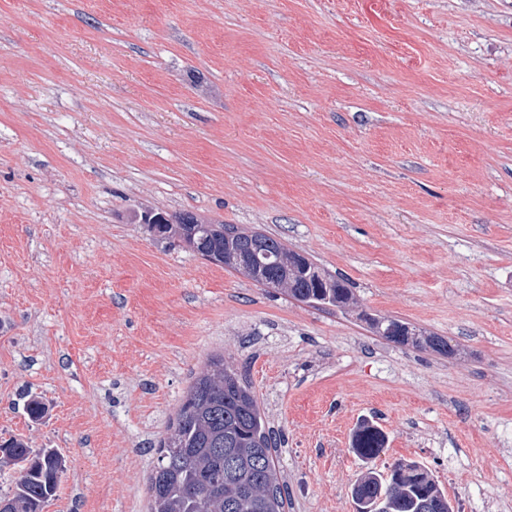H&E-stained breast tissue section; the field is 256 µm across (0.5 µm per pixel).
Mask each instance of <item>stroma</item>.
<instances>
[{
  "instance_id": "obj_1",
  "label": "stroma",
  "mask_w": 512,
  "mask_h": 512,
  "mask_svg": "<svg viewBox=\"0 0 512 512\" xmlns=\"http://www.w3.org/2000/svg\"><path fill=\"white\" fill-rule=\"evenodd\" d=\"M146 209L278 238L354 301L153 240ZM214 356L281 436L286 512H355L400 460L512 512V0H0V438L63 455L43 512H149ZM368 320L374 332L377 333L382 338L386 339L387 341L400 344L408 343L409 341H411V343L416 345L424 343L430 348H432L434 351L445 356H448L453 352L452 347L444 338L440 336H422V334H418V336H415V333H412L409 327L399 320L385 318L378 319L373 317H369ZM400 328L409 329L411 336H406V338L401 340L399 339L397 334L390 332L391 330L397 331ZM386 444L385 433L372 422H364L355 433L353 450L366 461L376 458Z\"/></svg>"
}]
</instances>
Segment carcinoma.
I'll return each instance as SVG.
<instances>
[{"mask_svg": "<svg viewBox=\"0 0 512 512\" xmlns=\"http://www.w3.org/2000/svg\"><path fill=\"white\" fill-rule=\"evenodd\" d=\"M140 224H191L209 250L224 252L225 225L207 223L193 214L150 210L135 216ZM265 254L246 276L255 283L284 289L292 298L316 305L345 307L352 300L349 284L305 261L301 276L289 264L296 252L264 233ZM382 338L394 343L426 344L448 356L452 347L440 336L411 335L399 339L395 331L407 328L396 319L369 318ZM280 443L268 426L255 395L237 372L215 359L198 374L181 404L176 423L149 477L150 512H285L287 493L277 460ZM386 444L385 433L363 423L355 433L353 450L366 461L376 458ZM11 467L17 477L0 501L11 512H42L56 496L66 466L53 448L37 451L17 437L0 442V467ZM357 494L373 512H448L445 495L431 471L415 461L410 473L369 470L356 483Z\"/></svg>", "mask_w": 512, "mask_h": 512, "instance_id": "carcinoma-1", "label": "carcinoma"}]
</instances>
